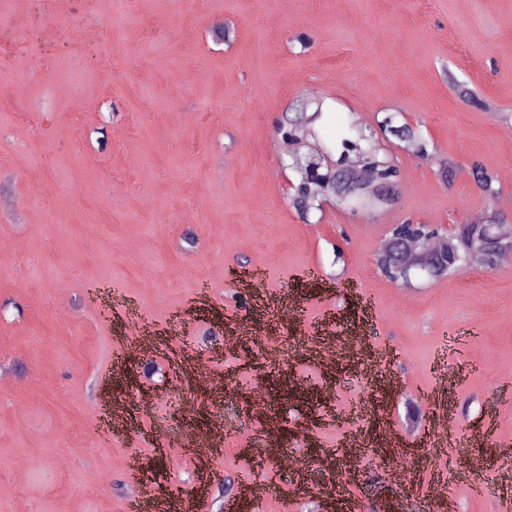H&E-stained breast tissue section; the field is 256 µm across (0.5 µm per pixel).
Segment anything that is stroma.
Returning a JSON list of instances; mask_svg holds the SVG:
<instances>
[{
    "mask_svg": "<svg viewBox=\"0 0 512 512\" xmlns=\"http://www.w3.org/2000/svg\"><path fill=\"white\" fill-rule=\"evenodd\" d=\"M301 98L321 101L320 136L341 114L372 125L398 112L432 156L387 145L398 203L365 218L329 202L301 219L276 133ZM476 160L495 197L472 180ZM505 196L512 0H0V360L35 366L0 387V512H126L118 461L135 448L156 469L147 494L171 512H211L212 491L246 483L284 488V512H300L287 456L338 450L353 429L425 445L406 406L444 400L415 481L443 476L457 512H512V439L490 434L512 421V266L400 287L375 264L394 224L449 231L494 212L512 225ZM243 267L262 268L299 321L264 333L265 304L230 276ZM330 316L399 380L380 413H351L379 395L360 364L324 390L310 349ZM185 343L203 368L231 371L235 395L200 496L179 434L207 428L210 401L174 371ZM273 350L284 362L271 371ZM441 359L461 376L449 397ZM96 387L128 408L123 434L109 436ZM395 463L367 453L344 484L328 471L320 484L374 512L400 492ZM470 471L483 494H460Z\"/></svg>",
    "mask_w": 512,
    "mask_h": 512,
    "instance_id": "35a3bbf8",
    "label": "stroma"
}]
</instances>
